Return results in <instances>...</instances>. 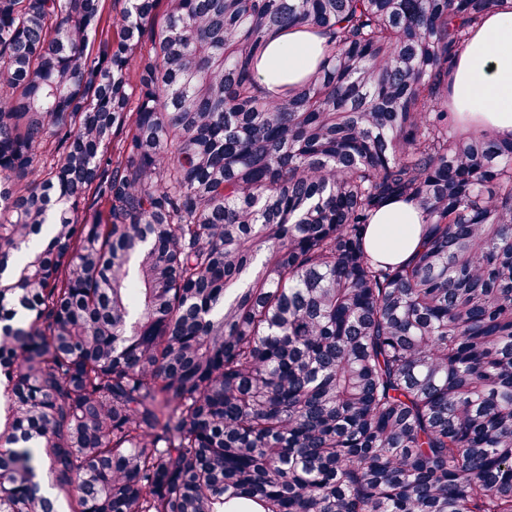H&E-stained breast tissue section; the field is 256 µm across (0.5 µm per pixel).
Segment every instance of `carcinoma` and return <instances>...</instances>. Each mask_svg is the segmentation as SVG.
Listing matches in <instances>:
<instances>
[{"label":"carcinoma","instance_id":"carcinoma-1","mask_svg":"<svg viewBox=\"0 0 512 512\" xmlns=\"http://www.w3.org/2000/svg\"><path fill=\"white\" fill-rule=\"evenodd\" d=\"M504 2L0 0V512H512V142L448 98ZM317 34L293 30L271 41L257 66L261 83L270 91L293 85L314 73L322 57ZM421 224V212L414 205L405 202L386 203L378 210L369 228L368 247L384 261H407L420 243ZM386 232L391 233L393 241L383 251L381 241Z\"/></svg>","mask_w":512,"mask_h":512}]
</instances>
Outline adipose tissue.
I'll use <instances>...</instances> for the list:
<instances>
[{
	"mask_svg": "<svg viewBox=\"0 0 512 512\" xmlns=\"http://www.w3.org/2000/svg\"><path fill=\"white\" fill-rule=\"evenodd\" d=\"M321 57L317 34L293 30L269 43L258 75L273 91L313 74ZM451 99L475 124L512 141V12L488 16L476 28L459 57ZM421 224V212L414 205L386 203L368 231V247L382 260L407 261L420 243Z\"/></svg>",
	"mask_w": 512,
	"mask_h": 512,
	"instance_id": "1",
	"label": "adipose tissue"
}]
</instances>
